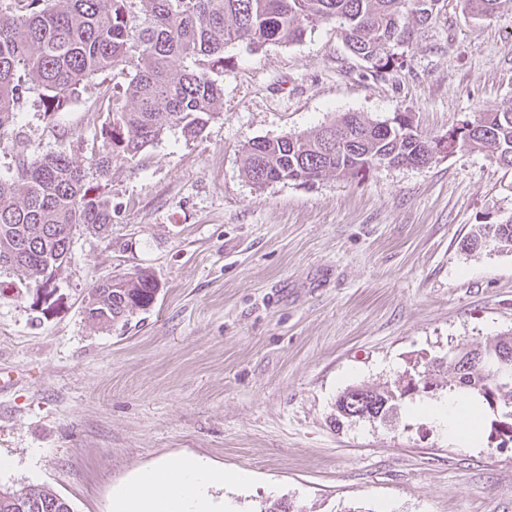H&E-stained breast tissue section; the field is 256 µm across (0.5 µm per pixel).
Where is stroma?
<instances>
[{
    "label": "stroma",
    "mask_w": 512,
    "mask_h": 512,
    "mask_svg": "<svg viewBox=\"0 0 512 512\" xmlns=\"http://www.w3.org/2000/svg\"><path fill=\"white\" fill-rule=\"evenodd\" d=\"M224 109L196 138L172 129L112 165L108 238L73 236L39 304L0 271V485L51 488L73 512H107L112 491L165 458L252 473L212 488L226 512H512V449L490 427L469 445L412 414L337 427L347 387L427 371L450 346L512 330V249L469 251L475 225L512 220V170L462 149L424 167L276 182L241 172L252 139L300 134L347 112L408 113L432 139L512 107V7L475 20L447 0L416 28L403 68L371 75L332 25L302 41L225 49ZM105 73L53 121L37 93L0 130V173L20 153L66 151L91 167L107 112ZM146 270L153 307L93 326L89 290Z\"/></svg>",
    "instance_id": "35a3bbf8"
}]
</instances>
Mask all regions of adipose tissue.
Returning <instances> with one entry per match:
<instances>
[{
	"label": "adipose tissue",
	"mask_w": 512,
	"mask_h": 512,
	"mask_svg": "<svg viewBox=\"0 0 512 512\" xmlns=\"http://www.w3.org/2000/svg\"><path fill=\"white\" fill-rule=\"evenodd\" d=\"M412 413L432 420L449 438L469 443L475 439L472 423L477 403L470 396L452 392L437 400H425ZM249 472H227L210 467L193 456L164 460L140 472L128 485L115 491L109 512H218L210 490L232 483L250 482Z\"/></svg>",
	"instance_id": "obj_1"
}]
</instances>
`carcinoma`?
Wrapping results in <instances>:
<instances>
[{"label":"carcinoma","instance_id":"1","mask_svg":"<svg viewBox=\"0 0 512 512\" xmlns=\"http://www.w3.org/2000/svg\"><path fill=\"white\" fill-rule=\"evenodd\" d=\"M512 0H463L476 19L490 17ZM446 0H15L0 12V128L15 122L23 94L39 90L44 111L61 115L79 88L108 71L128 76L122 96L132 108H112L92 149L91 166L105 180L112 162L134 160L177 127L197 137L221 114L224 50L246 42L294 43L307 29L332 23L348 50L375 75L401 68L413 26L437 20ZM469 148L491 153L512 169V108L484 112L473 121L426 141L406 113L374 122L357 113L299 134L254 139L242 152L243 176L255 187L281 181L308 183L325 176L356 177L371 168L425 166L437 156ZM112 226V195L88 185V172L64 151L22 159L15 174L0 176V256L29 287L42 288L71 254L81 227L106 238ZM491 240L512 248V221L479 224L466 246ZM157 281L141 270L99 283L88 292L87 319L109 328L150 310ZM460 354L467 369L448 367V388L472 392L500 410L491 428L512 442V363L496 376L495 363L512 357V332L487 339ZM410 372L383 385L345 389L336 399V425L357 422L342 403L357 393L384 421L411 388ZM0 512H72L46 486L0 488Z\"/></svg>","mask_w":512,"mask_h":512}]
</instances>
